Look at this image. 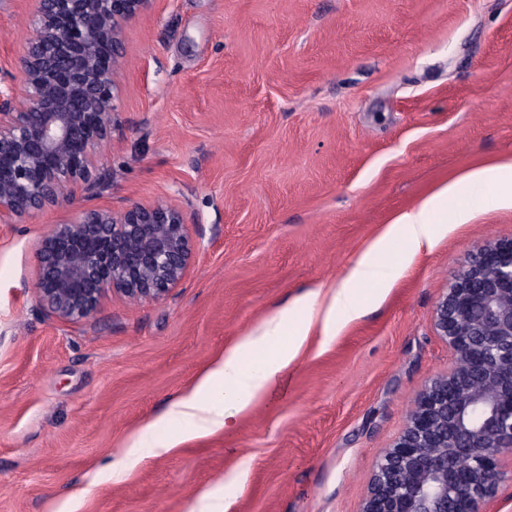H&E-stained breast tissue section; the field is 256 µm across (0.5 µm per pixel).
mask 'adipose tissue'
<instances>
[{
	"instance_id": "ef3b65f1",
	"label": "adipose tissue",
	"mask_w": 512,
	"mask_h": 512,
	"mask_svg": "<svg viewBox=\"0 0 512 512\" xmlns=\"http://www.w3.org/2000/svg\"><path fill=\"white\" fill-rule=\"evenodd\" d=\"M463 180L471 187L470 201H457L456 183L443 185L386 225L338 283L294 298L226 345L193 388L172 401L162 415V422L182 425L178 441L231 427L278 383L313 335L330 339L362 317L367 305L356 290L381 285L380 260L394 240L402 241L411 258L431 248L448 223H465L473 200L491 192L498 201L512 203V162L475 169ZM283 336L288 339L284 345L279 342Z\"/></svg>"
}]
</instances>
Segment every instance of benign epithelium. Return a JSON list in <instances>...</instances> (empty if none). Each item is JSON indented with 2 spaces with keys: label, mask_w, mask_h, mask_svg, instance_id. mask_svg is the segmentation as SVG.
Here are the masks:
<instances>
[{
  "label": "benign epithelium",
  "mask_w": 512,
  "mask_h": 512,
  "mask_svg": "<svg viewBox=\"0 0 512 512\" xmlns=\"http://www.w3.org/2000/svg\"><path fill=\"white\" fill-rule=\"evenodd\" d=\"M155 0H35L32 36L0 90V223L67 208L96 181L112 142L124 29ZM193 249L183 211L163 201L79 207L51 225L34 292L51 316L89 321L115 295L164 299ZM453 356L418 393L401 435L373 469L361 512H484L512 456V239L475 248L434 308Z\"/></svg>",
  "instance_id": "benign-epithelium-1"
}]
</instances>
